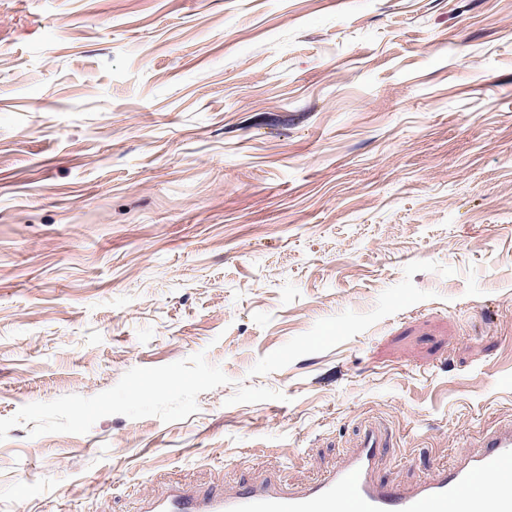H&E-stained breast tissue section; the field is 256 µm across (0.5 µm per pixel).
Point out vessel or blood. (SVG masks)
I'll return each instance as SVG.
<instances>
[{"instance_id":"vessel-or-blood-1","label":"vessel or blood","mask_w":512,"mask_h":512,"mask_svg":"<svg viewBox=\"0 0 512 512\" xmlns=\"http://www.w3.org/2000/svg\"><path fill=\"white\" fill-rule=\"evenodd\" d=\"M393 438L386 421L370 417L360 422L352 453L319 480L291 487L270 477L232 495L172 488L150 499L148 512H512V492L488 497L475 490L512 468V422L485 432L478 451L408 488L375 477Z\"/></svg>"}]
</instances>
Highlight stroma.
I'll return each instance as SVG.
<instances>
[{"label": "stroma", "mask_w": 512, "mask_h": 512, "mask_svg": "<svg viewBox=\"0 0 512 512\" xmlns=\"http://www.w3.org/2000/svg\"><path fill=\"white\" fill-rule=\"evenodd\" d=\"M403 486L512 421V0H0V512Z\"/></svg>", "instance_id": "1"}]
</instances>
